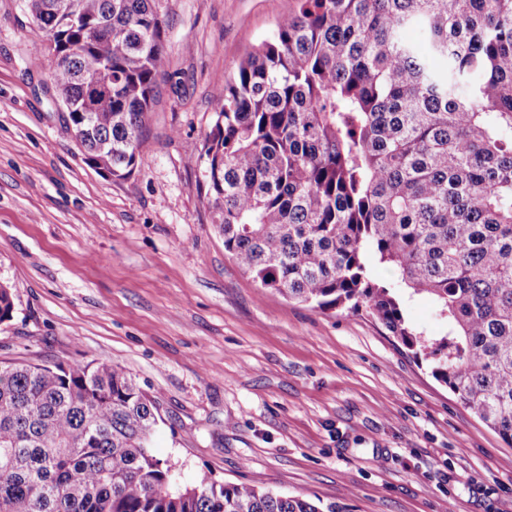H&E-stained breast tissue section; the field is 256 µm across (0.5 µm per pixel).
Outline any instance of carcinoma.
Instances as JSON below:
<instances>
[{"instance_id":"cac0c4a2","label":"carcinoma","mask_w":512,"mask_h":512,"mask_svg":"<svg viewBox=\"0 0 512 512\" xmlns=\"http://www.w3.org/2000/svg\"><path fill=\"white\" fill-rule=\"evenodd\" d=\"M26 0L86 164L123 178L166 73L168 0ZM224 75L206 135L224 251L260 287L361 310L512 447V0H297ZM417 29L422 41L408 37ZM112 95L85 87L95 64ZM392 266L448 320L411 327ZM0 283V323L12 317ZM156 401L110 363L0 365V512H345L245 483L176 486Z\"/></svg>"}]
</instances>
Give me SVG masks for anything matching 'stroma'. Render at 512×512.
<instances>
[{
  "label": "stroma",
  "instance_id": "35a3bbf8",
  "mask_svg": "<svg viewBox=\"0 0 512 512\" xmlns=\"http://www.w3.org/2000/svg\"><path fill=\"white\" fill-rule=\"evenodd\" d=\"M295 0H169L167 74L138 164L87 165L49 42L0 0V363H111L155 399L178 480L247 483L347 512H512V447L366 313L260 287L224 251L200 156L214 84ZM419 331L447 330L403 296Z\"/></svg>",
  "mask_w": 512,
  "mask_h": 512
}]
</instances>
